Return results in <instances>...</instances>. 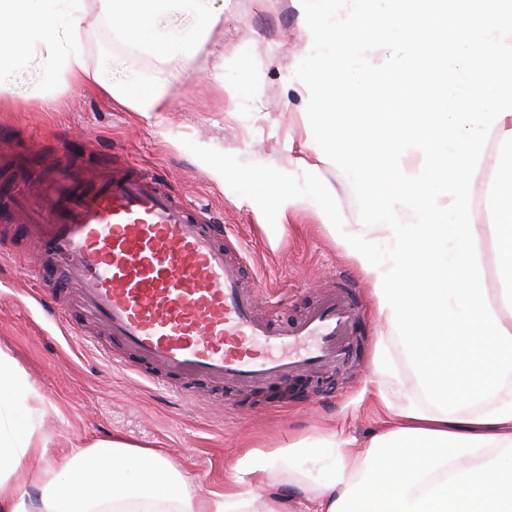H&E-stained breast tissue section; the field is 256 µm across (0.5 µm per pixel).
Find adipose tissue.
Segmentation results:
<instances>
[{
  "label": "adipose tissue",
  "instance_id": "adipose-tissue-1",
  "mask_svg": "<svg viewBox=\"0 0 512 512\" xmlns=\"http://www.w3.org/2000/svg\"><path fill=\"white\" fill-rule=\"evenodd\" d=\"M0 0V70L28 57L44 62L50 83L91 87L138 112H161L162 96L131 97L102 82L74 41L92 22L112 38L156 63L170 55L198 54L208 33L224 21L223 9L205 16L200 30L179 42L162 31L143 37L145 23L180 0ZM499 286L489 303L498 318L512 314V205H496L490 227ZM396 332L379 337L373 369L383 427L364 452L335 433L319 445L333 451L334 466L312 492V512H512V397L496 395L443 415L402 396L392 348ZM47 445L20 426L0 427V512H280L278 503L236 487L206 494L161 449L115 437L59 459L45 471L39 502L10 485L6 474L26 457H45Z\"/></svg>",
  "mask_w": 512,
  "mask_h": 512
}]
</instances>
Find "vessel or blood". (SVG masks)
Listing matches in <instances>:
<instances>
[{"label":"vessel or blood","mask_w":512,"mask_h":512,"mask_svg":"<svg viewBox=\"0 0 512 512\" xmlns=\"http://www.w3.org/2000/svg\"><path fill=\"white\" fill-rule=\"evenodd\" d=\"M30 182L41 206L23 191L0 196V224L28 240L36 280L57 283L117 344L101 352L108 364L154 385L244 390L322 373L348 354L353 291L327 292L287 324L259 318L242 254L225 250L223 232L153 173L121 167L89 185L37 173Z\"/></svg>","instance_id":"obj_1"}]
</instances>
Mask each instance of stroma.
I'll return each mask as SVG.
<instances>
[{
    "label": "stroma",
    "mask_w": 512,
    "mask_h": 512,
    "mask_svg": "<svg viewBox=\"0 0 512 512\" xmlns=\"http://www.w3.org/2000/svg\"><path fill=\"white\" fill-rule=\"evenodd\" d=\"M219 5L224 23L211 38L224 43L220 70L204 52L174 55L157 65L151 57L129 54L100 27L78 37L75 46L92 71L120 87L164 93L162 112H136L90 89L47 84L37 57L0 75V85L13 97L11 111L0 112V137L11 142L10 160H0V193L61 158L89 183L96 170L120 155L129 165L158 173L175 195L223 225L226 245L245 247L261 317L289 319L337 287L340 273H348L360 285L357 343L343 370L308 389L287 379L279 398L263 396L251 406L244 393L193 381L181 398L106 367L97 347L63 335L31 298L37 283L22 273L24 240L0 233V351L30 385L16 417L47 443L46 465L73 446L119 436L164 449L189 478L191 491L203 493L233 485L236 462L248 449L268 453L330 430L362 445L382 425L373 399L372 358L385 328L367 277L325 214L303 197L268 224L253 201L216 181L182 144L189 138L246 163L294 175L315 173L337 200L345 228L356 229L360 222L349 178L325 160L313 140L306 114L309 90L294 76L309 42L295 0H183L144 33L159 29L171 40H183L206 9ZM500 156L498 135L489 132L471 180V222L488 289L497 286L488 194L512 201V169L502 166Z\"/></svg>",
    "instance_id": "stroma-1"
}]
</instances>
